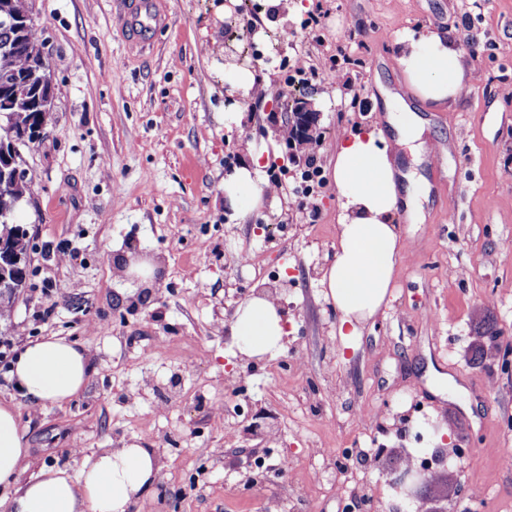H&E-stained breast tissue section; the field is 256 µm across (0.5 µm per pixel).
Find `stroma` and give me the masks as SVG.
Masks as SVG:
<instances>
[{
	"label": "stroma",
	"mask_w": 512,
	"mask_h": 512,
	"mask_svg": "<svg viewBox=\"0 0 512 512\" xmlns=\"http://www.w3.org/2000/svg\"><path fill=\"white\" fill-rule=\"evenodd\" d=\"M250 2L157 0L167 24L141 49L127 40L122 0H30L54 90L39 139L19 149L27 278L0 337L23 320L27 340L65 337L88 352L90 375L60 405H31L13 379L0 383L29 448L19 482L136 443L159 472L130 512H275L282 501L288 512H347L358 498L385 510L388 471L402 451L418 453L431 419L473 453L460 472H438L427 497L449 512H512V371L481 351L486 329L512 340V100L500 92L512 83V0H288L283 22ZM315 11L318 42L303 28ZM248 20L263 31L259 59L244 49ZM423 27L449 32L468 88L423 114L440 150L416 167L432 185L425 221L398 223L404 258L390 294L345 345L320 283L340 214L336 144L385 127L379 90L402 81L395 36ZM348 29L360 60L340 68L350 86L288 84L299 57L326 72ZM228 66L268 76L265 99L229 96ZM298 95L319 114L310 159L268 121ZM241 111L249 121L225 128V113ZM254 151L283 187L242 217L224 206V177ZM311 166L322 183L301 203ZM120 249L158 259L155 278H122ZM63 250L76 260L56 264ZM262 284L287 291L288 336L279 355L253 362L224 324ZM45 308L48 320L33 319ZM174 378L181 395L169 402L161 388ZM239 382L249 415H215ZM271 438L288 474L241 493L250 453ZM320 446L344 469L316 456Z\"/></svg>",
	"instance_id": "35a3bbf8"
}]
</instances>
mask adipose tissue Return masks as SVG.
I'll return each instance as SVG.
<instances>
[{"instance_id": "obj_1", "label": "adipose tissue", "mask_w": 512, "mask_h": 512, "mask_svg": "<svg viewBox=\"0 0 512 512\" xmlns=\"http://www.w3.org/2000/svg\"><path fill=\"white\" fill-rule=\"evenodd\" d=\"M396 44L397 62L405 77V94L385 93L390 133L363 129L340 138L333 179L340 199L336 255L325 269V296L340 314L341 341L357 335L359 324L374 317L385 303L401 248L395 219H424L419 204L428 198L427 179L412 181L400 157L406 148L426 150L421 137L424 119L409 98L439 109L465 90L461 55L434 29L405 30ZM260 157L251 155L224 179V205L247 214L261 207L269 192L259 176ZM229 328L241 351L264 356L279 349L287 320L267 295L240 303ZM90 370L87 352L59 336L30 343L13 364L12 376L34 405H60L85 386ZM28 450L13 409L0 405V484L15 485L11 512H128L150 490L159 470L150 449L136 444L83 456L78 475L55 468L18 483L28 465Z\"/></svg>"}]
</instances>
